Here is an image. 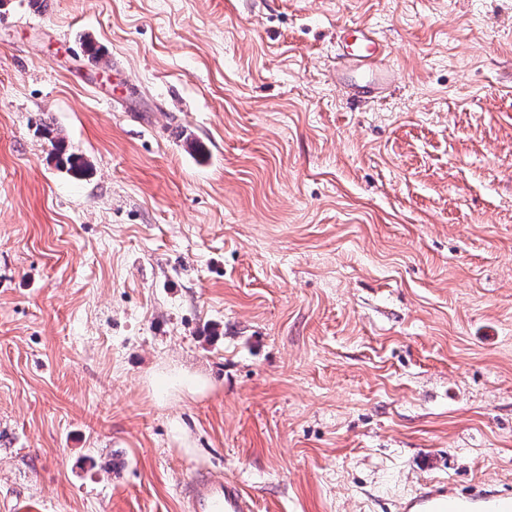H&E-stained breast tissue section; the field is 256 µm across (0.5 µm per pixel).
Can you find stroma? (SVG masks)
<instances>
[{
  "label": "stroma",
  "instance_id": "1",
  "mask_svg": "<svg viewBox=\"0 0 512 512\" xmlns=\"http://www.w3.org/2000/svg\"><path fill=\"white\" fill-rule=\"evenodd\" d=\"M353 23L397 71L361 105ZM212 472L512 495V0H0V512ZM389 51L376 33L362 25L340 28L334 71L336 85L344 88L351 100L377 99L396 78L389 62ZM54 149L61 157V162L67 167V170L76 176H83L89 171V165L84 159L82 154L66 149L65 141L63 138H55L51 140Z\"/></svg>",
  "mask_w": 512,
  "mask_h": 512
}]
</instances>
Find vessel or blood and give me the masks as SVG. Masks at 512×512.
<instances>
[{"mask_svg":"<svg viewBox=\"0 0 512 512\" xmlns=\"http://www.w3.org/2000/svg\"><path fill=\"white\" fill-rule=\"evenodd\" d=\"M389 51L375 32L362 25L341 28L336 49L334 74L337 86L349 99H375L396 78L388 67ZM192 512H255L253 498L235 481L221 477H200L183 490ZM406 512H469L468 498L437 481L428 484L405 505Z\"/></svg>","mask_w":512,"mask_h":512,"instance_id":"b4317fda","label":"vessel or blood"}]
</instances>
